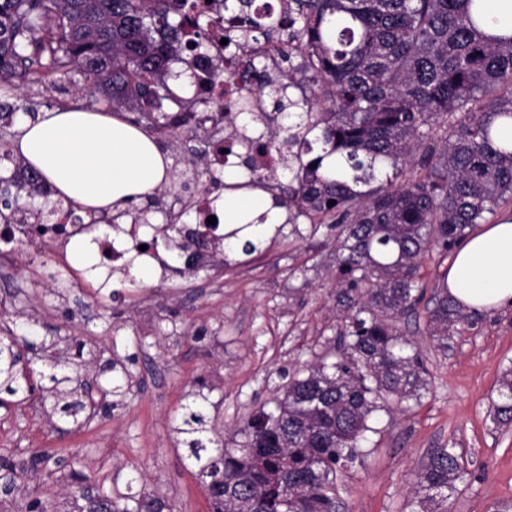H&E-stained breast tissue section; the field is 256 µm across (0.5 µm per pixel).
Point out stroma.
<instances>
[{"label": "stroma", "instance_id": "stroma-1", "mask_svg": "<svg viewBox=\"0 0 512 512\" xmlns=\"http://www.w3.org/2000/svg\"><path fill=\"white\" fill-rule=\"evenodd\" d=\"M81 84L77 75L22 87L11 133L27 122L25 107H70ZM336 234L288 224L267 233L249 265L228 267L213 253L204 270L182 277L146 269L137 288L123 274L98 288L81 257L52 245L13 250L0 263V326L24 323L35 338L55 337V355L79 362L96 389H107L99 370L116 355L132 381L122 408L65 435L41 402L0 408V452L19 463L36 449L50 454L20 478L10 512H25L34 499L71 512L73 469L86 488L117 498L145 489L171 512H211L173 431L186 395L203 387L228 448L240 423L271 404L295 371L333 351L345 318L336 304ZM399 326L428 369L427 390L407 410L374 413L362 457L337 475L343 512H410L413 472L444 447L456 449L467 471L448 512H493L512 498V424L490 420L491 400L512 367V307L471 313L444 347L429 336L424 307Z\"/></svg>", "mask_w": 512, "mask_h": 512}]
</instances>
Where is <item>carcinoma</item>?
<instances>
[{
    "mask_svg": "<svg viewBox=\"0 0 512 512\" xmlns=\"http://www.w3.org/2000/svg\"><path fill=\"white\" fill-rule=\"evenodd\" d=\"M284 13L270 0H224L234 28L251 38L288 33L278 76L263 59H250L236 111H224L232 132L257 153L278 151L291 174L261 172L238 157L248 180L237 189L269 194L286 210V223L343 225L337 263L344 278L337 294L347 311L343 353L291 376L273 407L256 410L232 448L213 450L215 427L207 397L195 394L175 431L197 467L212 512H336L337 473L357 461L372 431L368 421L386 404L421 398L428 376L419 351L398 326L424 298L417 278L427 253H446L467 230L512 201V148L497 142L495 123L512 119V34L489 33L481 0H292ZM212 18L204 0H0V98L19 84L42 86L78 72L79 93L125 118L146 135L197 138L189 99L168 82L171 64L204 45ZM255 96L271 104L257 114ZM14 143L0 133V224H15L12 199L21 193L49 198L53 189L36 169L14 158ZM221 185L210 168L183 186L192 195ZM335 201L329 205V201ZM73 223L116 224L123 212L77 214ZM56 207L35 210L37 223L54 224ZM267 214L212 239L199 227L174 224L182 252L259 251ZM426 307L427 330L439 345L467 322L462 307L436 289ZM27 333L0 336V407L20 405L35 392L52 398L54 413L75 427L87 411L78 371L29 372L19 367ZM108 394L122 397L131 373L117 362ZM497 426L512 423V369L492 403ZM46 454L17 465L0 455L11 485L35 471ZM466 470L452 448H435L414 472L411 512H448ZM79 512H164L162 498L144 492L120 501L107 492L78 493Z\"/></svg>",
    "mask_w": 512,
    "mask_h": 512,
    "instance_id": "1",
    "label": "carcinoma"
}]
</instances>
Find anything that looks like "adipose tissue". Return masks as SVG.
Masks as SVG:
<instances>
[{
    "mask_svg": "<svg viewBox=\"0 0 512 512\" xmlns=\"http://www.w3.org/2000/svg\"><path fill=\"white\" fill-rule=\"evenodd\" d=\"M18 154L38 169L57 197L84 209L124 210L141 203L169 178V159L138 128L119 116L80 109L48 110L26 122ZM225 230L259 213L281 221L268 195L226 191L216 202ZM448 293L464 309L512 303V220L484 224L458 248L448 269Z\"/></svg>",
    "mask_w": 512,
    "mask_h": 512,
    "instance_id": "obj_1",
    "label": "adipose tissue"
}]
</instances>
